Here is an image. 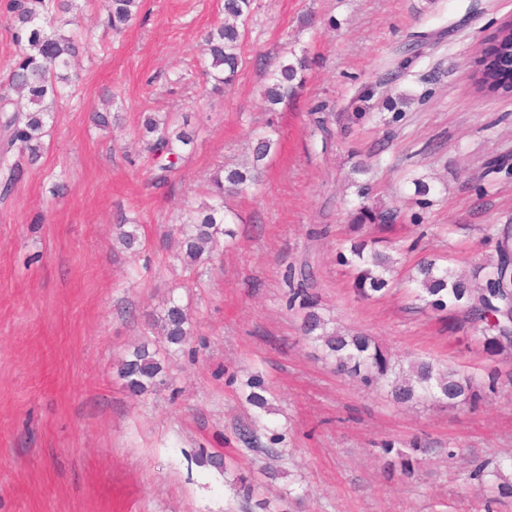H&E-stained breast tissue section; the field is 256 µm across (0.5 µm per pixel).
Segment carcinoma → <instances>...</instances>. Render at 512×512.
I'll use <instances>...</instances> for the list:
<instances>
[{
	"mask_svg": "<svg viewBox=\"0 0 512 512\" xmlns=\"http://www.w3.org/2000/svg\"><path fill=\"white\" fill-rule=\"evenodd\" d=\"M9 18L10 44L16 56L7 78L0 82V191L8 194L21 180L29 167L41 157L43 138L52 112L69 96L70 88L83 67L82 50L76 41V29L83 17L78 0H0ZM254 0H224V21L207 31L204 37L203 58L197 63L202 76L219 92L232 87L241 70L242 47L248 24L252 19ZM140 0H108V8L100 23L119 34L136 17ZM310 62L305 56L286 51L262 90L267 111L295 94L305 82ZM477 88L495 93L512 88V22L504 21L491 36L480 70ZM336 113L328 112L314 118L315 130L323 138L332 137L331 125ZM146 150L154 160L153 179L159 183L169 180L175 171L176 159L194 143V133L166 120L150 115L143 122ZM276 145L269 135H261L252 149L251 160L243 165L220 166L210 175L209 186L213 203L206 206L193 221L177 228L179 253L188 266L203 259L211 260L224 252L235 240L231 227L234 214L224 210V195L244 194L259 183L266 168V159ZM396 206L370 207L361 204L355 213L356 223L340 243L337 258L348 268L354 294L371 300L403 288L412 313L434 311L448 319L452 333L476 334V340L490 357L512 358V281L505 274L512 263L509 245L512 244V224H489L485 238L495 240L496 259L485 267L481 276L466 275L449 263V259L433 255L419 260L408 276L397 278L403 265L405 250L397 245L395 234L403 228L397 223ZM284 293L288 309L302 314L303 338L321 349L323 358L334 369L350 376L367 388L387 390L391 400L404 407L428 402L448 410L475 408L483 399L480 387L472 375L448 367L439 360L416 357L404 368L376 345L373 338L357 332L345 334L336 329V319L325 316L318 293V281L309 263L300 267L288 266ZM162 341H144L132 353L122 358L119 377L127 391L137 397L157 392L168 386L165 359L173 353L188 350L192 338L191 322L186 309L171 301L160 316ZM249 388L246 400L257 409L269 411L260 374L251 375L245 382ZM236 452L263 458H279L285 449L283 434L270 431L262 439L254 422H240L234 427ZM428 451V442L416 437L409 450L394 449L390 441L381 443L386 472L396 471L411 477L418 463L416 454ZM199 463H206L224 474L233 492L225 512H298L299 496L291 490L276 492L269 484L259 482L239 471L220 452L200 451ZM512 468V456L493 462H473L467 470L469 481L483 496L498 500L512 497V481L493 482L500 477L501 466Z\"/></svg>",
	"mask_w": 512,
	"mask_h": 512,
	"instance_id": "cac0c4a2",
	"label": "carcinoma"
}]
</instances>
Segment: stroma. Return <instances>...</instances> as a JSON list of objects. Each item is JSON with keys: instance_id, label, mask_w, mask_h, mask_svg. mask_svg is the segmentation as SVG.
Wrapping results in <instances>:
<instances>
[{"instance_id": "1", "label": "stroma", "mask_w": 512, "mask_h": 512, "mask_svg": "<svg viewBox=\"0 0 512 512\" xmlns=\"http://www.w3.org/2000/svg\"><path fill=\"white\" fill-rule=\"evenodd\" d=\"M104 2L84 11L83 70L39 162L0 195V512H224L223 474L195 456L223 449L252 413L239 384L255 372L288 450L276 484L305 493L303 512H485L463 472L512 454V362L465 346L439 313L408 316L404 289L357 299L336 243L359 205L355 148L378 164L373 199L402 208L407 264L438 252L471 272L494 256L482 229L512 224V177L484 164L512 157V91L479 92L475 75L512 0H256L239 79L220 95L204 93L194 60L224 0H142L118 35L97 23ZM414 34L418 52L400 68ZM286 48L313 66L269 113L261 91ZM402 93L413 101L398 116L385 100ZM320 102L366 115L326 143L310 116ZM98 112L108 127L93 123ZM148 112L187 118L196 134L162 185L141 138ZM270 120L277 145L257 189L225 199L238 215L234 247L185 269L176 225L208 202L213 169L249 154ZM416 178L431 187L430 208L412 201ZM121 224L135 228L133 247L117 240ZM306 258L343 329L482 386L497 369L496 393L475 410L407 408L336 374L282 301L287 265ZM172 299L190 310L198 354L175 357L169 388L132 396L116 363L156 339ZM421 433L436 452L413 478L387 477L377 442ZM450 445L461 450L452 460Z\"/></svg>"}]
</instances>
